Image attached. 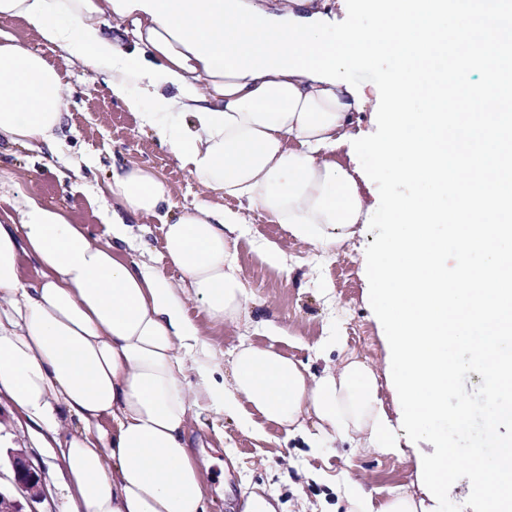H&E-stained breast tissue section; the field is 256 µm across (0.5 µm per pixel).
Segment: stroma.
Instances as JSON below:
<instances>
[{"label": "stroma", "mask_w": 512, "mask_h": 512, "mask_svg": "<svg viewBox=\"0 0 512 512\" xmlns=\"http://www.w3.org/2000/svg\"><path fill=\"white\" fill-rule=\"evenodd\" d=\"M0 31L39 50L60 72L67 108L64 136L55 153L0 137V216L12 212L23 196L34 195L64 209L91 238L103 241L112 217L107 191L112 169L149 168L168 184L169 206L165 218L135 220L132 236L123 247L125 256L148 262L159 259L164 222L175 221L199 203L243 217L233 254L248 293L245 335L230 326H207L201 303L186 306L214 349L226 352L242 340L271 346L316 375L327 368H341L346 358H356L375 371L378 396L388 412H395L387 381L385 333L368 298L364 257L375 240L368 225H356L353 235L328 250L296 239L261 210L208 190L182 169L168 144L141 126L137 114L113 97L102 74L42 43L23 20H0ZM272 246L282 251L283 266L266 261L265 252ZM341 264L352 269L356 281L346 292L336 286V268ZM273 325L278 335L270 334ZM190 431L196 458L208 465L204 477L209 512H241L243 494L252 491L273 493L280 503L278 512H349L347 487L351 484L370 494L377 506L396 493L419 499L428 494L418 478V462L429 451L424 444L404 439L397 453L383 454L351 436L313 448L302 436H288L281 427L245 414L205 413ZM0 443L25 450L40 465L48 490L47 500L40 505L42 512H65L68 500L61 458L37 446L27 422L5 398L0 399Z\"/></svg>", "instance_id": "obj_1"}]
</instances>
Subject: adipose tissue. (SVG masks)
Here are the masks:
<instances>
[{
	"label": "adipose tissue",
	"mask_w": 512,
	"mask_h": 512,
	"mask_svg": "<svg viewBox=\"0 0 512 512\" xmlns=\"http://www.w3.org/2000/svg\"><path fill=\"white\" fill-rule=\"evenodd\" d=\"M20 18L48 44L107 74L114 98L165 140L210 190L246 201L298 239L336 246L371 206L330 145L356 111L345 85L300 75L209 76L204 64L145 11L117 14L110 0H0V19ZM179 112L190 124L170 125ZM63 85L37 51L0 33V136L54 149L63 133ZM118 210L110 238L33 196L0 221V392L66 465L70 512H208L188 432L192 416L250 409L293 432L314 421L319 442L362 434L389 453L400 445L376 396V377L349 359L315 376L273 347L212 354L185 303L201 301L210 325L238 321L246 293L232 259L241 218L207 204L165 224L167 263L129 260L114 241L130 218L161 216L165 183L149 169H113ZM34 260L36 283L22 279ZM199 380L189 386V370ZM77 432L60 438L65 422Z\"/></svg>",
	"instance_id": "ef3b65f1"
}]
</instances>
